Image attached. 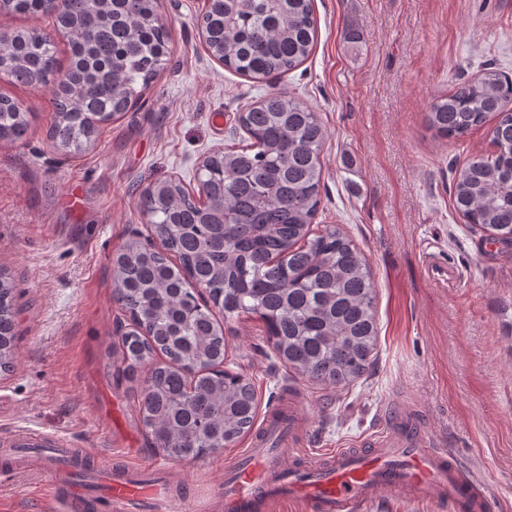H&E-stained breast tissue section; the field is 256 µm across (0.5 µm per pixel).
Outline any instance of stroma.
<instances>
[{
    "label": "stroma",
    "mask_w": 512,
    "mask_h": 512,
    "mask_svg": "<svg viewBox=\"0 0 512 512\" xmlns=\"http://www.w3.org/2000/svg\"><path fill=\"white\" fill-rule=\"evenodd\" d=\"M203 4L158 0L172 36L165 64L83 156L49 145L51 88L0 78V94L35 115L25 143H0V267L16 281L15 366L0 373V467L13 474L0 482V512H64L44 492L49 476L23 467L13 441L24 432L63 437L115 468L163 460L137 416L140 385L120 370L112 255L148 232L143 190L170 178L196 189L200 162L246 145L239 113L274 90L312 106L326 128L314 225L341 228L372 270L377 355L345 388L288 384L262 321L243 315L224 327L230 359L260 404L292 386L297 446L312 455L357 447L391 408L417 406L431 439L487 483L494 512H512V247L482 241L450 195L456 172L492 153L490 129L446 141L425 122L437 96L483 68L512 74V0H314L311 56L261 82L205 47ZM431 253L457 269L455 287L429 279ZM251 444L166 462L180 493L171 512H224L225 469Z\"/></svg>",
    "instance_id": "1"
}]
</instances>
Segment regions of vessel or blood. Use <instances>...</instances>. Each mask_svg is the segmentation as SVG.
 Segmentation results:
<instances>
[{
  "label": "vessel or blood",
  "instance_id": "1",
  "mask_svg": "<svg viewBox=\"0 0 512 512\" xmlns=\"http://www.w3.org/2000/svg\"><path fill=\"white\" fill-rule=\"evenodd\" d=\"M293 406L268 419L253 447L245 449L224 475V512H268L277 502L303 500L310 512H371L381 499L399 495L430 503L445 512H492L486 483L458 463L447 448L431 445L416 408L394 412L382 432L358 448H339L319 457L294 447ZM53 457L32 459L52 478L50 493L67 512H136L137 507L170 500L167 481H146L109 467L100 468L103 499L84 495L62 482L59 459L81 465L84 453L53 438Z\"/></svg>",
  "mask_w": 512,
  "mask_h": 512
}]
</instances>
